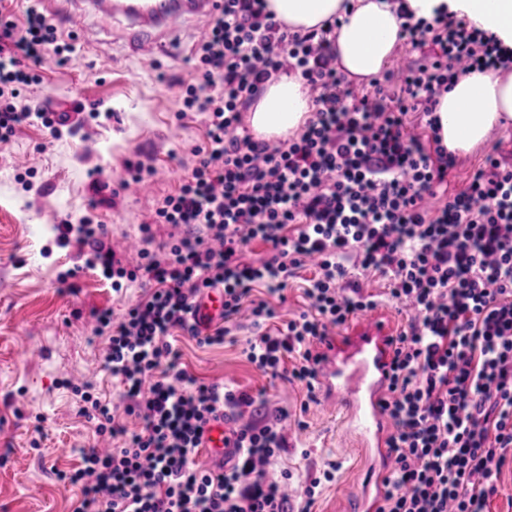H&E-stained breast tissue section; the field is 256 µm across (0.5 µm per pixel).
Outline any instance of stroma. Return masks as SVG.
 Masks as SVG:
<instances>
[{"mask_svg": "<svg viewBox=\"0 0 512 512\" xmlns=\"http://www.w3.org/2000/svg\"><path fill=\"white\" fill-rule=\"evenodd\" d=\"M202 27L188 19L167 52L142 53L133 49L126 22L88 15L74 32L75 52L35 67L37 83L27 95L60 112L96 107L111 117L58 138L27 123L0 143V512H73L79 491L57 474L80 466L79 450L93 445L94 432L65 383L85 381L112 398V377L97 362L102 340L93 315L120 318L143 288L135 282L113 292L98 270L79 267L72 249L57 246L54 227L90 218L106 226L113 249L132 263L138 252L129 243L140 240L142 225L151 224L158 244L179 235L153 216L206 141L203 115L178 114L180 84L194 75L190 57ZM494 142L512 159V131L493 128L487 143L457 155L454 187L465 185ZM136 163L152 169L150 191L95 204L94 183L119 182ZM251 334L244 321L219 346L201 348L185 336L172 343L182 367L199 379L232 384L263 395L270 409L288 410L289 446L269 472L290 469L299 489L320 479L312 512H339L343 490L357 485L368 463L337 431L328 407L307 403L301 386L270 378L246 359ZM332 463L339 466L335 482L322 481Z\"/></svg>", "mask_w": 512, "mask_h": 512, "instance_id": "1", "label": "stroma"}]
</instances>
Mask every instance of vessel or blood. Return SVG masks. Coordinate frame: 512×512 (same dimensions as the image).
<instances>
[{
    "label": "vessel or blood",
    "mask_w": 512,
    "mask_h": 512,
    "mask_svg": "<svg viewBox=\"0 0 512 512\" xmlns=\"http://www.w3.org/2000/svg\"><path fill=\"white\" fill-rule=\"evenodd\" d=\"M105 14L129 20L133 27V44L155 49L158 37L175 35L182 23L191 17L209 19L217 15L222 0H91ZM224 310V294L207 292L196 303L199 323L220 322ZM395 323L388 314H380L369 323L355 326L343 337L331 341L323 349L318 384L329 409L340 426L356 432L359 445L375 449L379 456L387 454L388 422L381 405L386 395L385 372L392 357ZM223 421L211 422L204 445L214 456L225 451Z\"/></svg>",
    "instance_id": "obj_1"
}]
</instances>
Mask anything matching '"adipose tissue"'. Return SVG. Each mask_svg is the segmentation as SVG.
<instances>
[{
  "label": "adipose tissue",
  "mask_w": 512,
  "mask_h": 512,
  "mask_svg": "<svg viewBox=\"0 0 512 512\" xmlns=\"http://www.w3.org/2000/svg\"><path fill=\"white\" fill-rule=\"evenodd\" d=\"M268 10L288 27L309 30L338 20L332 44L336 67L357 84L370 83L390 65L399 43V8L432 18L436 10L466 17L512 47V0H266ZM311 109L301 82L281 75L270 80L250 108L253 133L285 139ZM439 135L449 152H468L483 144L497 126L512 124V73L472 72L443 94L435 111Z\"/></svg>",
  "instance_id": "obj_1"
}]
</instances>
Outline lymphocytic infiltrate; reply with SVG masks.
<instances>
[{
  "instance_id": "lymphocytic-infiltrate-1",
  "label": "lymphocytic infiltrate",
  "mask_w": 512,
  "mask_h": 512,
  "mask_svg": "<svg viewBox=\"0 0 512 512\" xmlns=\"http://www.w3.org/2000/svg\"><path fill=\"white\" fill-rule=\"evenodd\" d=\"M402 18L400 36L420 59L360 93L336 69L334 24L293 30L265 0H224L195 45L196 77L180 98L182 111L204 115L207 141L155 211V223L180 227L181 236L141 249L130 270L106 247L104 225H57L59 245L89 251L88 267H100L113 288L125 279L147 285L120 320L102 313L94 328L121 406L89 385L73 388L79 416L112 442L81 449V467L59 473L80 489L73 512H312L314 486L297 507L291 473L267 475L289 446L282 413L181 368L171 338L223 344L249 309L248 361L312 399L332 329L383 302L412 315L394 340L382 403L390 457L377 512H490L512 455V165L489 152L466 187L449 191L456 158L434 111L460 75L512 68V48L445 13ZM73 51L38 5L23 24L0 20L1 143L34 119L61 136L66 114L19 89L45 55ZM282 74L301 80L312 110L299 134L273 143L251 134L243 114ZM412 112L426 138L408 133ZM256 240L267 251L254 262L247 253ZM311 260L319 274L304 291L307 311L266 331L276 311L253 290L283 292ZM371 272L388 281L384 299L364 291L359 276ZM210 288L224 291V321L204 330L192 304ZM120 408L141 419L139 431L119 423ZM217 416L231 428L223 462L211 467L198 455Z\"/></svg>"
}]
</instances>
